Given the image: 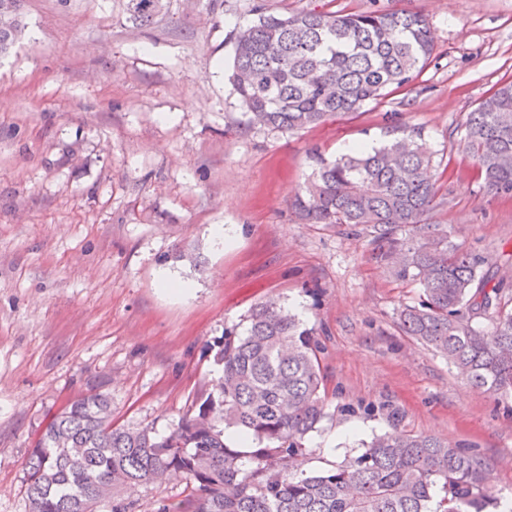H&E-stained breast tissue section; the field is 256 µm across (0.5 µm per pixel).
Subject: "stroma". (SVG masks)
<instances>
[{
    "label": "stroma",
    "mask_w": 512,
    "mask_h": 512,
    "mask_svg": "<svg viewBox=\"0 0 512 512\" xmlns=\"http://www.w3.org/2000/svg\"><path fill=\"white\" fill-rule=\"evenodd\" d=\"M414 9L434 51L419 77L351 115L293 132L245 122L231 33L252 7ZM25 29L0 57V512H28L25 462L71 396L99 387L114 423L167 434L222 376L210 347L275 298L321 347L327 416L306 472L332 469L385 432L447 438L484 459L512 500V396L470 385L407 336L420 285L370 236L304 224L293 202L314 154L378 145L393 129L432 154L428 223L512 274V197L475 180L468 112L512 81V0H167L133 24L124 0H21ZM223 225L229 247L216 246ZM185 250L198 264L175 260ZM189 283L174 296L161 278ZM174 479L124 491L146 512Z\"/></svg>",
    "instance_id": "35a3bbf8"
}]
</instances>
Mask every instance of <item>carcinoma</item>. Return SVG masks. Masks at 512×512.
I'll return each mask as SVG.
<instances>
[{
    "instance_id": "carcinoma-1",
    "label": "carcinoma",
    "mask_w": 512,
    "mask_h": 512,
    "mask_svg": "<svg viewBox=\"0 0 512 512\" xmlns=\"http://www.w3.org/2000/svg\"><path fill=\"white\" fill-rule=\"evenodd\" d=\"M20 2L0 0V56L24 29ZM125 8L148 26L166 0H125ZM432 53L417 11H261L233 37L231 78L248 124L294 131L412 82ZM463 130L476 178L511 197L512 81L467 113ZM432 168L404 133L334 161L317 158L293 206L304 223L345 225L370 236L380 258L402 262L423 294L400 311L406 335L471 385L512 395V280L478 275V255L424 223L437 196ZM476 315L489 325L473 326ZM213 348L222 383L200 392L195 412L166 435L113 426L111 399L94 388L72 398L27 457L29 512H96L99 487L112 488V512H135L121 491L160 474L185 482L188 494L148 512H499L481 457L432 435L375 436L331 470L297 472L326 417L324 382L312 333L277 304L254 307L243 333L226 332ZM229 429L248 447L228 446Z\"/></svg>"
}]
</instances>
